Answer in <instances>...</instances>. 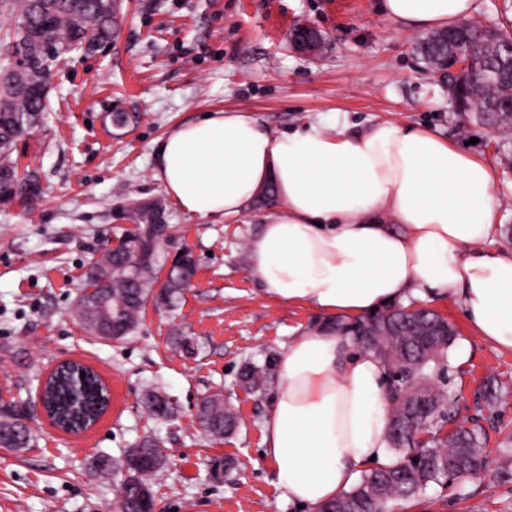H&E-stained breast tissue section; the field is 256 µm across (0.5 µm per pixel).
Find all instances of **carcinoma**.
<instances>
[{"label": "carcinoma", "mask_w": 512, "mask_h": 512, "mask_svg": "<svg viewBox=\"0 0 512 512\" xmlns=\"http://www.w3.org/2000/svg\"><path fill=\"white\" fill-rule=\"evenodd\" d=\"M16 8L14 39L25 43V63L0 74V203L6 205L39 193L34 177H18L12 151L28 133L24 122L37 123L43 118L55 65L44 56L43 43L52 41L64 56L86 42L111 39L116 24L107 0H16ZM509 43L512 34L500 30L491 41L468 31L457 42L488 73L471 98L474 109L465 117L494 135L512 131V53L501 50ZM413 51L426 66L438 70L448 51L445 31L422 37ZM131 218L138 232L115 248H103L90 262L95 291L77 299L76 311L86 331L102 340H122L135 332L150 300L175 309L195 274L194 259L186 252L170 268L167 287L155 291L158 240L149 234L152 208L138 205L131 210ZM333 325L342 335L375 351L386 364L388 441L396 462L363 474L357 484L318 512H390L392 502L412 499L430 485L456 488L479 475L487 464L480 431L444 432V423L451 420L455 408L450 350L458 331L453 325L429 310L410 312L402 306L377 313L370 321L337 319ZM242 380L251 389L261 388L266 381L264 368L250 365ZM104 393L99 377L81 364L54 368L43 390L58 420L76 428L102 413ZM143 404L157 417L171 418L176 413L167 395L158 391L146 393ZM197 419L203 431L214 437L231 435L237 427V417L218 394L202 401ZM33 441L31 427L14 407H0V448L21 450ZM159 453V442L146 437L124 456L120 470L127 472L131 482L149 490L150 477L159 471L154 465ZM232 467V459L214 458L210 464L213 482H224ZM155 501L153 496L130 495L120 512H152Z\"/></svg>", "instance_id": "obj_1"}]
</instances>
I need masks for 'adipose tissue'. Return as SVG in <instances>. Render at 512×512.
Here are the masks:
<instances>
[{"label":"adipose tissue","mask_w":512,"mask_h":512,"mask_svg":"<svg viewBox=\"0 0 512 512\" xmlns=\"http://www.w3.org/2000/svg\"><path fill=\"white\" fill-rule=\"evenodd\" d=\"M417 30L471 17L476 0H383ZM155 177L186 213L240 217L266 186L278 205L247 242L267 295L323 315L277 362L265 452L288 501L305 512L339 496L361 469L387 467L382 359L332 318L368 316L417 298L459 302L476 335L512 350V251L499 231L493 174L425 129L380 121L360 133L309 124L270 133L240 112H214L160 141Z\"/></svg>","instance_id":"1"}]
</instances>
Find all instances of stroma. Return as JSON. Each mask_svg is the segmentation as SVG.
Returning a JSON list of instances; mask_svg holds the SVG:
<instances>
[{"label":"stroma","instance_id":"stroma-1","mask_svg":"<svg viewBox=\"0 0 512 512\" xmlns=\"http://www.w3.org/2000/svg\"><path fill=\"white\" fill-rule=\"evenodd\" d=\"M300 21L325 34L319 58L290 49L288 31ZM420 36L389 19L381 0H123L104 51L58 60L44 119L13 153L42 192L0 205V400L25 413L36 434L33 447L0 448V512H112L120 477L92 462L120 460L146 435L168 453L152 480L163 512H301L276 486L263 421L278 357L322 317L273 301L251 278L246 241L264 208L226 224L186 214L154 177L156 148L174 126L229 109L275 132L318 121L350 131L383 120L427 129L459 147L471 142L490 165L496 245L511 249L512 152L455 112L447 77L413 53ZM134 203L155 207V223L166 227L158 274L185 250L196 274L174 312L147 304L133 335L104 341L84 330L76 301L102 245L136 233ZM433 309L460 333L451 424L483 428L489 464L459 489L432 485L392 510L512 512V467L499 461L512 433V394L493 408L483 399L488 379L512 387V350L476 336L459 303ZM181 334L195 339V357L176 347ZM63 360L91 366L111 394L100 422L79 435L56 430L35 407L40 383ZM251 363L267 369L258 391L239 383ZM151 389L176 401L177 418L148 414L142 397ZM217 392L239 419L221 440L196 421L201 400ZM225 455L235 468L213 483L210 460Z\"/></svg>","mask_w":512,"mask_h":512}]
</instances>
